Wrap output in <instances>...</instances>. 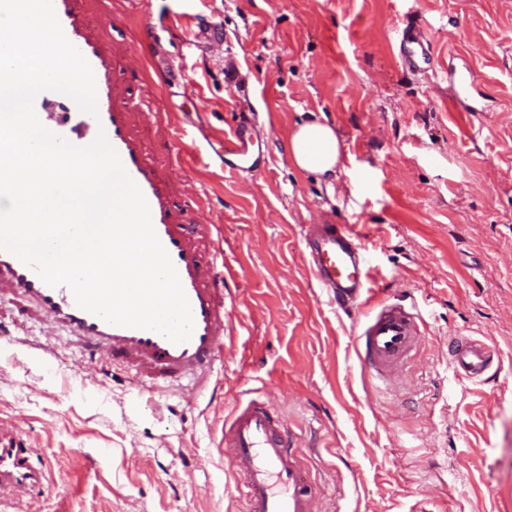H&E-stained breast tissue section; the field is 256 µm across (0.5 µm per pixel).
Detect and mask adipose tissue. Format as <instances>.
<instances>
[{"instance_id": "adipose-tissue-1", "label": "adipose tissue", "mask_w": 512, "mask_h": 512, "mask_svg": "<svg viewBox=\"0 0 512 512\" xmlns=\"http://www.w3.org/2000/svg\"><path fill=\"white\" fill-rule=\"evenodd\" d=\"M286 149L300 170L334 176L340 163V147L334 129L320 119L302 122L290 135Z\"/></svg>"}]
</instances>
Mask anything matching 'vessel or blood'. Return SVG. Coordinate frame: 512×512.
Here are the masks:
<instances>
[{
  "mask_svg": "<svg viewBox=\"0 0 512 512\" xmlns=\"http://www.w3.org/2000/svg\"><path fill=\"white\" fill-rule=\"evenodd\" d=\"M83 0H53L62 30L91 66L96 82V111L81 113V123L92 133H104L119 155L126 174L142 191L150 209L156 235L168 253L189 301L193 331L189 340L175 343L147 329L113 325L81 309L72 290L50 286L34 269L14 254L0 249V296L21 297L42 320L66 331L92 347L95 358L83 368V376L95 378L99 362H112L132 371L137 386L170 387L181 382L201 384L219 380L226 352L224 342V282L226 272L217 268V225L205 224L201 215L204 199L190 191L183 206H176L166 171L142 151L132 134V114L113 96L109 59L85 33L81 18ZM399 56L410 72L424 71L431 47L419 25L401 31ZM49 91H41L34 110L51 133L87 147V138H73L70 129L58 123L46 108ZM221 158L226 169L245 172L260 168L253 139L245 126H238L209 154H198L200 167H210ZM312 274L331 289L337 305L362 302L365 278L364 246L347 224H309L302 237ZM422 330L417 316L405 305L383 306L361 326L357 347L361 358L377 378L395 377L405 360L418 349ZM456 373L475 378L487 368L482 344L456 340L451 348ZM220 451L225 461L244 476L246 512H321L320 502L297 456V445L271 395L247 396L224 419ZM33 449L24 447L16 430L0 427V503L22 490L41 485L43 467L33 460Z\"/></svg>",
  "mask_w": 512,
  "mask_h": 512,
  "instance_id": "vessel-or-blood-1",
  "label": "vessel or blood"
}]
</instances>
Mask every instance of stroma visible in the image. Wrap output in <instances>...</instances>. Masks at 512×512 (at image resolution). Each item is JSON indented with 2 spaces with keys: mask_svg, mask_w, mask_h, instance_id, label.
I'll return each instance as SVG.
<instances>
[{
  "mask_svg": "<svg viewBox=\"0 0 512 512\" xmlns=\"http://www.w3.org/2000/svg\"><path fill=\"white\" fill-rule=\"evenodd\" d=\"M118 92L165 112L194 146L247 125L266 164L193 176L218 224L229 302L223 380L191 401L138 390L106 367L95 382L73 336L22 321L0 297V424L14 426L50 476L8 512H243L241 478L219 451L242 391L270 387L316 481L324 512H512V0H85ZM181 14L180 24L167 16ZM163 16L161 82L133 75L140 20ZM124 17L113 31L111 17ZM433 71L398 58L407 23ZM222 24L224 57L193 45ZM191 84L196 100L182 94ZM327 120L336 180L296 169L297 124ZM307 224H349L367 257L371 299L348 314L317 285ZM415 306L426 341L391 388L357 351L381 302ZM487 344L485 381L455 373L448 340ZM50 342L55 364L25 343Z\"/></svg>",
  "mask_w": 512,
  "mask_h": 512,
  "instance_id": "obj_1",
  "label": "stroma"
}]
</instances>
